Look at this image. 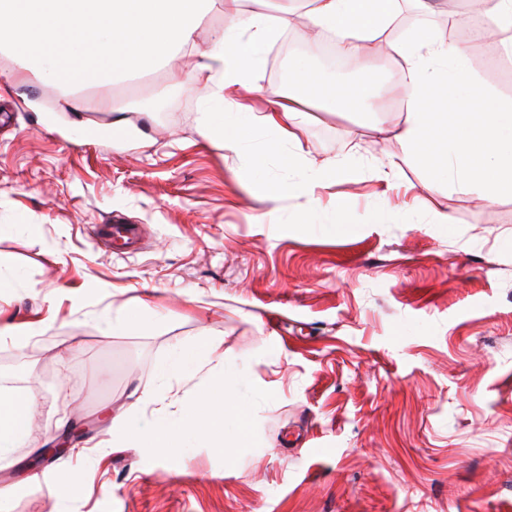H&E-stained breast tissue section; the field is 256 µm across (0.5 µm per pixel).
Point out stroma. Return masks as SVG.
<instances>
[{
	"mask_svg": "<svg viewBox=\"0 0 512 512\" xmlns=\"http://www.w3.org/2000/svg\"><path fill=\"white\" fill-rule=\"evenodd\" d=\"M446 41L466 0H404ZM373 39L378 113L309 108L292 144L218 151L201 98L156 73L112 86L108 111L63 112L59 89L0 83V326L44 321L0 342V385L36 399L29 437L0 465L12 512H50L59 460L34 464L76 421L66 453L85 485L69 512H512V200L480 207L423 173L368 123L401 119L400 63ZM120 113L131 125L113 136ZM333 158L348 177L298 192ZM281 190L265 199L256 162ZM454 218L435 223L434 211ZM137 228L127 246L101 233ZM154 318L109 334L144 289ZM210 341L204 372L244 371L254 439L226 460L199 447L160 459L112 445L134 421L133 387L193 396L200 377L161 383L181 345ZM44 322H26L18 325L0 328V339L4 340L5 336L18 341L29 340L35 336H39L42 331Z\"/></svg>",
	"mask_w": 512,
	"mask_h": 512,
	"instance_id": "obj_1",
	"label": "stroma"
}]
</instances>
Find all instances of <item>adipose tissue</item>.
I'll return each mask as SVG.
<instances>
[{"instance_id": "adipose-tissue-1", "label": "adipose tissue", "mask_w": 512, "mask_h": 512, "mask_svg": "<svg viewBox=\"0 0 512 512\" xmlns=\"http://www.w3.org/2000/svg\"><path fill=\"white\" fill-rule=\"evenodd\" d=\"M202 0H0V48L22 56L43 82L58 86L61 110L79 111L73 88L110 87L113 78L152 72L178 54L195 56L190 86L211 104L203 139L222 151L249 146V133L267 131L273 143L294 139L301 107L315 98L342 112H356L371 97L351 85L329 82L313 70L296 68L294 93L266 95L265 109L253 111L244 92L259 83L265 49L290 24L291 0H224L238 24L197 43ZM400 0H310L311 27L336 36L337 53L364 60V43L397 18ZM403 61L396 87L405 104L402 120L371 129L396 140L421 168L424 185L447 182L481 205L512 198V102L465 69V51L418 31L393 44ZM211 346L201 342L174 351L158 369L160 380L196 374ZM241 372L227 365L207 375L196 396L178 413L158 406L155 416L135 424L125 415L112 420V445L151 449L160 458L204 443L222 454L249 446L255 433L251 406L238 394ZM32 396L0 389V464L8 462L30 433Z\"/></svg>"}]
</instances>
